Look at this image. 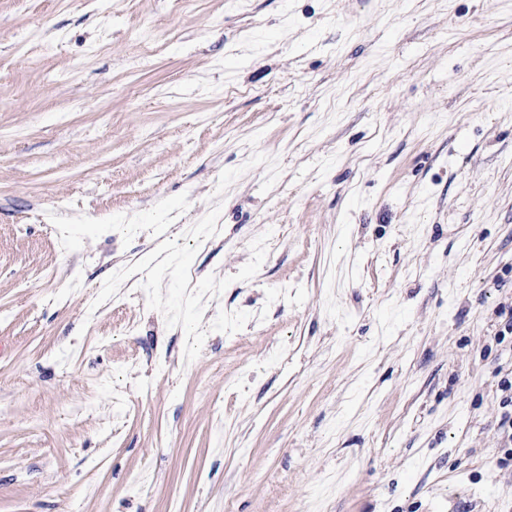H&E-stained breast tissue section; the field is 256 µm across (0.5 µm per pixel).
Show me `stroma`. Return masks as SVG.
Here are the masks:
<instances>
[{
	"mask_svg": "<svg viewBox=\"0 0 512 512\" xmlns=\"http://www.w3.org/2000/svg\"><path fill=\"white\" fill-rule=\"evenodd\" d=\"M512 0H0V512H512Z\"/></svg>",
	"mask_w": 512,
	"mask_h": 512,
	"instance_id": "obj_1",
	"label": "stroma"
}]
</instances>
